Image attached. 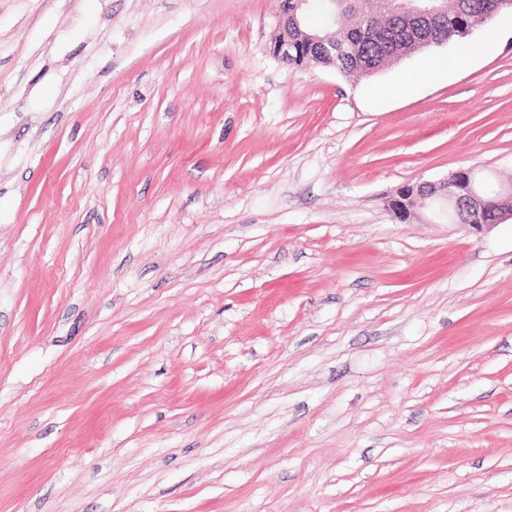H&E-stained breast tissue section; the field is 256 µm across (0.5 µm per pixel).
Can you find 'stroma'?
Returning <instances> with one entry per match:
<instances>
[{
  "instance_id": "stroma-1",
  "label": "stroma",
  "mask_w": 512,
  "mask_h": 512,
  "mask_svg": "<svg viewBox=\"0 0 512 512\" xmlns=\"http://www.w3.org/2000/svg\"><path fill=\"white\" fill-rule=\"evenodd\" d=\"M280 0H0V512H512V15L409 95ZM479 173L475 168H462L439 183L406 185L388 201V207L394 213L395 210H398L399 203L403 202L399 195L407 196L410 194L409 199L415 202V207L409 209V217L419 211L429 210L435 215H438V213L446 215L451 223H455L456 218H458L463 225L480 230L501 224L506 219L512 220L511 184L508 189L504 188L500 191L499 196L501 198L498 201L495 199V195L491 193L486 195L492 204L490 210L497 203L494 221L487 224L471 222L470 214L473 211L479 214L481 206L485 203V193L480 181L486 176H479ZM460 174H466L467 178L459 176Z\"/></svg>"
}]
</instances>
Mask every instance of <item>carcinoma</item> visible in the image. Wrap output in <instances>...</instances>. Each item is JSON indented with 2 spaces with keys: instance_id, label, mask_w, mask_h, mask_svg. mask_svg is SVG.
<instances>
[{
  "instance_id": "obj_1",
  "label": "carcinoma",
  "mask_w": 512,
  "mask_h": 512,
  "mask_svg": "<svg viewBox=\"0 0 512 512\" xmlns=\"http://www.w3.org/2000/svg\"><path fill=\"white\" fill-rule=\"evenodd\" d=\"M491 0H453L448 11L444 12L442 35L450 43H466L473 27L486 21L485 14ZM336 23L323 28H310L306 25L288 28V43L291 54L288 64L301 66L310 61L325 66H336L338 72L348 77H363L365 73L376 74L393 64L395 60L419 51L414 41L407 39L390 48V37L408 26V19L392 14L387 4H382L370 12L336 9ZM320 33L338 43H354L357 53L336 64L323 54L320 46L308 37L310 33Z\"/></svg>"
}]
</instances>
